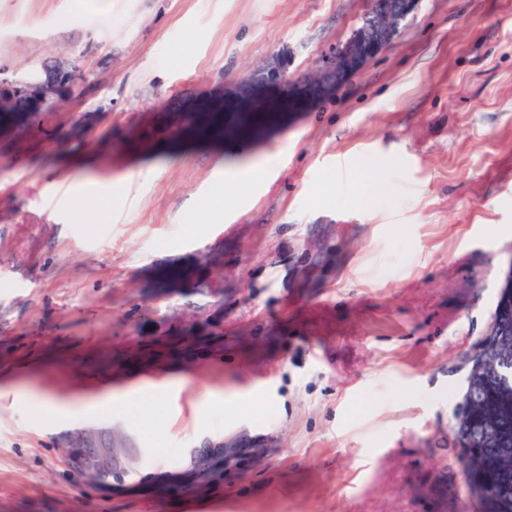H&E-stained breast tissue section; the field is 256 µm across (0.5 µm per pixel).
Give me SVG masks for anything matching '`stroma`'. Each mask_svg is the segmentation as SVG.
Segmentation results:
<instances>
[{"label": "stroma", "instance_id": "1", "mask_svg": "<svg viewBox=\"0 0 512 512\" xmlns=\"http://www.w3.org/2000/svg\"><path fill=\"white\" fill-rule=\"evenodd\" d=\"M368 7L0 0L5 77L75 73L0 142V393L158 391L76 422L0 403V512H469L452 409L512 257V0H419L334 93L255 134L238 110ZM201 101L223 133L175 138ZM268 153L252 190L217 182ZM90 174L121 184L92 224L63 198ZM284 80V74L280 64L264 68L259 73L251 76L242 83V99L249 103L256 91L265 84H275Z\"/></svg>", "mask_w": 512, "mask_h": 512}]
</instances>
